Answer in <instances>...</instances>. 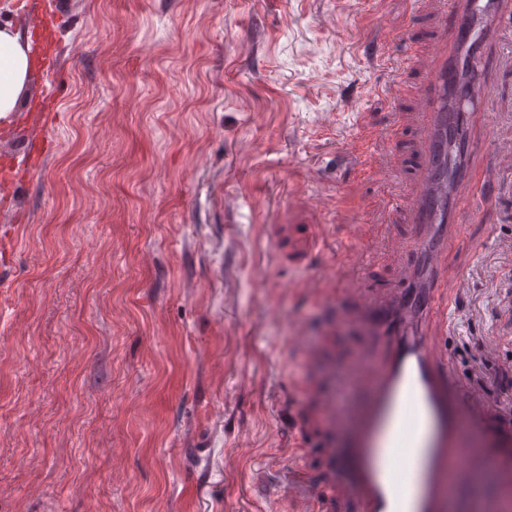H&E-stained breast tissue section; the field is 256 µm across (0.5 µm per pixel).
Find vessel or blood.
I'll return each mask as SVG.
<instances>
[{"instance_id":"vessel-or-blood-1","label":"vessel or blood","mask_w":512,"mask_h":512,"mask_svg":"<svg viewBox=\"0 0 512 512\" xmlns=\"http://www.w3.org/2000/svg\"><path fill=\"white\" fill-rule=\"evenodd\" d=\"M439 5L450 19L449 29L409 56L426 79L414 94L420 153L405 206L414 233L398 245L415 259L406 274L408 286L394 299L369 300L357 309L354 319L372 341L369 355L346 373L337 393L320 399L323 424L342 439L341 447L327 451L333 481L322 494L332 498L344 489L357 499L360 512H446L448 489L471 455V427L493 426L488 410L450 386L445 350L417 330L419 319L445 325L452 315L437 294L447 275L446 249L460 232L459 225L442 221L447 199L470 201L476 186L496 187L500 174L512 171L509 150L493 156L479 181L459 176L450 182L438 175L446 160V136L457 123L448 93L457 82L460 52L487 40L501 25L491 0H439ZM356 166L382 187L398 177L393 164L361 155ZM362 389L368 397L360 404L355 395Z\"/></svg>"}]
</instances>
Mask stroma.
<instances>
[{"instance_id":"1","label":"stroma","mask_w":512,"mask_h":512,"mask_svg":"<svg viewBox=\"0 0 512 512\" xmlns=\"http://www.w3.org/2000/svg\"><path fill=\"white\" fill-rule=\"evenodd\" d=\"M25 2L0 0V22L50 55L0 131V512H353L341 492L319 504L329 434L302 390L370 349L335 324L346 300L403 286L414 117L386 90L420 81L396 61L440 31L436 0ZM500 7L469 164L512 149V0ZM370 10L392 30L376 67L357 31ZM357 134L399 166L390 188L346 167ZM319 192L338 206L315 212ZM451 218L454 323L423 328L447 333L458 387L512 444V173ZM349 242L382 263L345 270ZM488 440L473 427L447 512L504 495Z\"/></svg>"}]
</instances>
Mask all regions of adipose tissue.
Instances as JSON below:
<instances>
[{"instance_id": "1", "label": "adipose tissue", "mask_w": 512, "mask_h": 512, "mask_svg": "<svg viewBox=\"0 0 512 512\" xmlns=\"http://www.w3.org/2000/svg\"><path fill=\"white\" fill-rule=\"evenodd\" d=\"M32 43L30 30L0 24V128H9L30 93L36 62Z\"/></svg>"}]
</instances>
